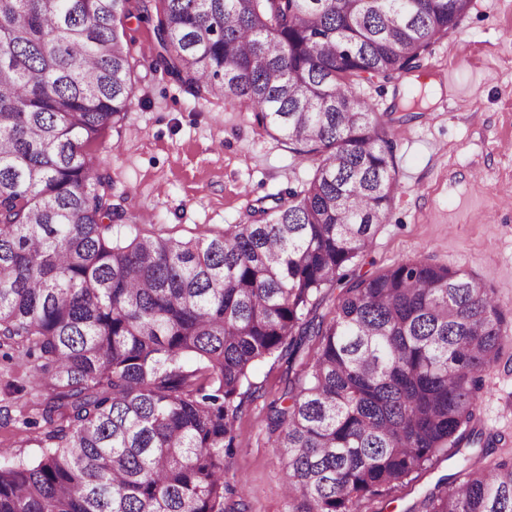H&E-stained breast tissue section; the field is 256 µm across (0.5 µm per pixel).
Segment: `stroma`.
Masks as SVG:
<instances>
[{"mask_svg":"<svg viewBox=\"0 0 512 512\" xmlns=\"http://www.w3.org/2000/svg\"><path fill=\"white\" fill-rule=\"evenodd\" d=\"M424 67L448 95L425 100L419 118L395 132L400 189L390 217L357 269L375 275L397 261L425 258L478 277L512 304V0H473L469 14L431 48ZM136 106L101 149L112 178V205L144 234L206 237L243 221L258 199L298 188L314 169L253 121L245 105L196 98L162 71L136 68ZM287 359L257 364L243 388L225 460V512H289L286 458L268 429L269 406L299 373ZM34 359L0 357V448L14 459L38 449L32 438ZM478 414L512 451V356L484 375ZM456 459L439 456L425 471L363 512H418Z\"/></svg>","mask_w":512,"mask_h":512,"instance_id":"stroma-1","label":"stroma"}]
</instances>
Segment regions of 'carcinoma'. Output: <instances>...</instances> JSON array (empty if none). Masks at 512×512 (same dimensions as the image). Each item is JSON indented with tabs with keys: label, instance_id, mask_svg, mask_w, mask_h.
Returning <instances> with one entry per match:
<instances>
[{
	"label": "carcinoma",
	"instance_id": "carcinoma-1",
	"mask_svg": "<svg viewBox=\"0 0 512 512\" xmlns=\"http://www.w3.org/2000/svg\"><path fill=\"white\" fill-rule=\"evenodd\" d=\"M472 0H0V350L39 362L33 461L0 462V512H224V454L254 367L303 375L270 406L292 512H360L448 449L469 463L422 512H512V456L479 428L507 346L485 282L424 259L354 268L398 191L394 116L364 92L414 85ZM150 66L245 104L315 172L204 238L121 234L89 146ZM341 287L332 316L325 289ZM127 34L135 45L138 55L152 56L154 51L153 34L150 25L143 19L130 18L126 22Z\"/></svg>",
	"mask_w": 512,
	"mask_h": 512
}]
</instances>
